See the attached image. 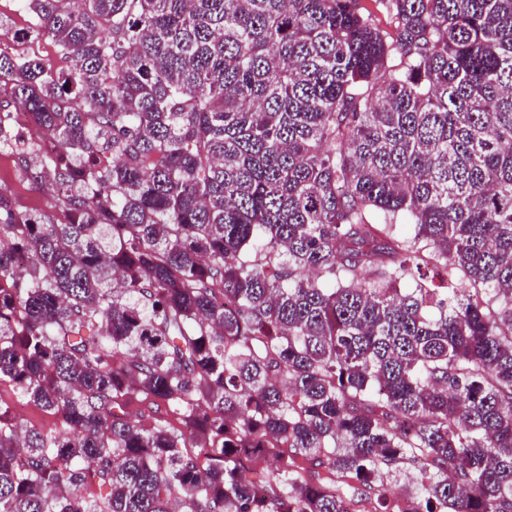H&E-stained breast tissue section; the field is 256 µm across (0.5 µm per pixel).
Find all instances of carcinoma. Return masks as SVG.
Wrapping results in <instances>:
<instances>
[{
	"label": "carcinoma",
	"mask_w": 512,
	"mask_h": 512,
	"mask_svg": "<svg viewBox=\"0 0 512 512\" xmlns=\"http://www.w3.org/2000/svg\"><path fill=\"white\" fill-rule=\"evenodd\" d=\"M24 4L0 512H512V0ZM2 167L11 170L10 177H1ZM1 193L6 195L21 211L48 216H57L59 213L56 198L42 185L30 181L20 160L9 151L0 152ZM0 403L10 408L12 415L27 426H34L44 433L62 435L65 427L53 415L22 398L8 383L0 385Z\"/></svg>",
	"instance_id": "cac0c4a2"
}]
</instances>
